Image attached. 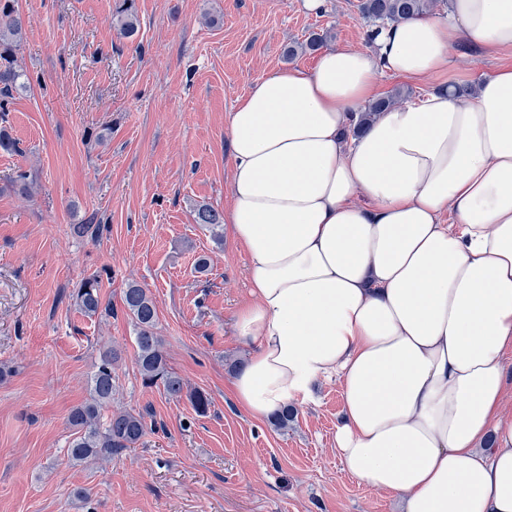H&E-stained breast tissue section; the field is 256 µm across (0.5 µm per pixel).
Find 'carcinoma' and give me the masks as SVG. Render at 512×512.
Instances as JSON below:
<instances>
[{
	"label": "carcinoma",
	"mask_w": 512,
	"mask_h": 512,
	"mask_svg": "<svg viewBox=\"0 0 512 512\" xmlns=\"http://www.w3.org/2000/svg\"><path fill=\"white\" fill-rule=\"evenodd\" d=\"M439 0H358L361 18L372 29L388 23L399 22L431 12ZM121 35L132 39L138 34L139 20L136 0H115L112 13ZM25 35V22L16 6V0H0V121L7 122L9 99L13 93L27 88L29 77L21 66L18 53ZM323 44V37L312 36L304 42H294L285 49L286 56L293 58L308 50L314 51ZM406 98L396 89L360 110L355 130L367 127L377 115ZM13 191L22 196L30 194L33 182L30 174L21 169L10 178ZM194 222L220 238L224 213L206 204L193 209ZM103 280L99 273L83 278L72 294L76 309L87 318L100 320L112 316V306L103 304ZM123 310L133 326L135 364L142 386H163L172 398L187 397L192 409L199 416L206 415L211 400L201 390L185 391L180 377L172 372L167 363L163 341L157 333V306L149 291L136 282H130L123 290ZM120 352L106 347L100 352V360L88 380V397L74 407L67 417L71 432L67 456L75 465L105 461L112 453L132 448L148 432L146 415L127 409H112L115 377L112 367L120 360Z\"/></svg>",
	"instance_id": "obj_1"
}]
</instances>
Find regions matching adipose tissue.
I'll use <instances>...</instances> for the list:
<instances>
[{
    "mask_svg": "<svg viewBox=\"0 0 512 512\" xmlns=\"http://www.w3.org/2000/svg\"><path fill=\"white\" fill-rule=\"evenodd\" d=\"M455 43L512 50V0H451L238 99L224 221L250 261L251 352L232 385L263 420L336 380L349 475L404 512H512V66L349 133L380 76L445 72Z\"/></svg>",
    "mask_w": 512,
    "mask_h": 512,
    "instance_id": "adipose-tissue-1",
    "label": "adipose tissue"
}]
</instances>
